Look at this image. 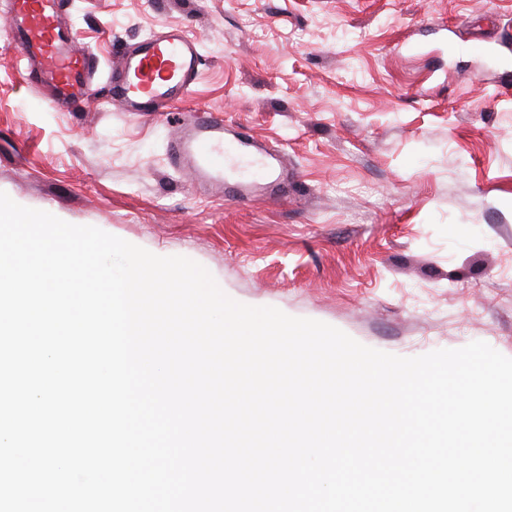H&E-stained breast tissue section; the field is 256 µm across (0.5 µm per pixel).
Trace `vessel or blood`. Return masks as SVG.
I'll return each instance as SVG.
<instances>
[{"label": "vessel or blood", "mask_w": 512, "mask_h": 512, "mask_svg": "<svg viewBox=\"0 0 512 512\" xmlns=\"http://www.w3.org/2000/svg\"><path fill=\"white\" fill-rule=\"evenodd\" d=\"M66 0H9L16 33L13 50L21 68H35L48 104L71 112L105 84L108 99L121 111L162 115L170 101L185 96L199 76L201 53L181 29L167 27L142 37L118 62V78L98 76V58L64 26ZM174 166L189 167L199 187H223L229 170H246L263 178L273 163L252 157L247 145L224 137V119L197 110L169 145Z\"/></svg>", "instance_id": "1"}]
</instances>
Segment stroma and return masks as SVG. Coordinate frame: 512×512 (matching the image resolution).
Returning <instances> with one entry per match:
<instances>
[{"instance_id": "35a3bbf8", "label": "stroma", "mask_w": 512, "mask_h": 512, "mask_svg": "<svg viewBox=\"0 0 512 512\" xmlns=\"http://www.w3.org/2000/svg\"><path fill=\"white\" fill-rule=\"evenodd\" d=\"M0 0V191L159 256L190 258L230 298L414 357L483 341L512 357V0H73L109 70L181 28L201 48L166 116L106 90L49 108L10 48ZM276 156L278 177L199 192L171 165L185 112Z\"/></svg>"}]
</instances>
